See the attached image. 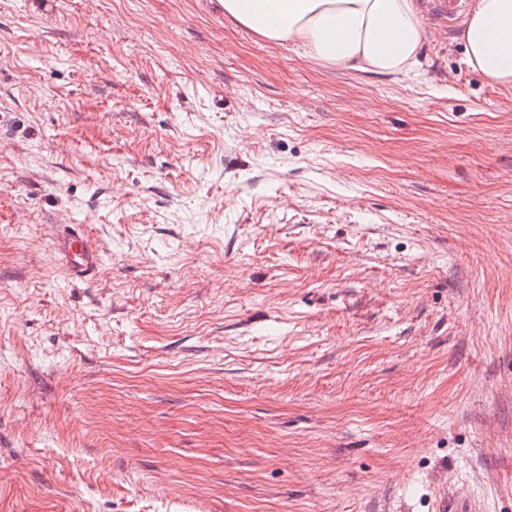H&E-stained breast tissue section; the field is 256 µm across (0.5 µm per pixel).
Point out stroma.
I'll use <instances>...</instances> for the list:
<instances>
[{"mask_svg":"<svg viewBox=\"0 0 512 512\" xmlns=\"http://www.w3.org/2000/svg\"><path fill=\"white\" fill-rule=\"evenodd\" d=\"M459 496L512 512V87L444 28L371 76L216 0H0V512ZM78 227L72 232L57 235L53 240L54 248L73 279H83L93 273L101 260V251L93 237L83 226Z\"/></svg>","mask_w":512,"mask_h":512,"instance_id":"stroma-1","label":"stroma"}]
</instances>
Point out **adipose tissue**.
I'll return each mask as SVG.
<instances>
[{"label":"adipose tissue","instance_id":"1","mask_svg":"<svg viewBox=\"0 0 512 512\" xmlns=\"http://www.w3.org/2000/svg\"><path fill=\"white\" fill-rule=\"evenodd\" d=\"M260 38L289 43L320 68L396 76L417 69L425 32L414 0H218ZM468 64L512 87V0H475L463 32Z\"/></svg>","mask_w":512,"mask_h":512}]
</instances>
